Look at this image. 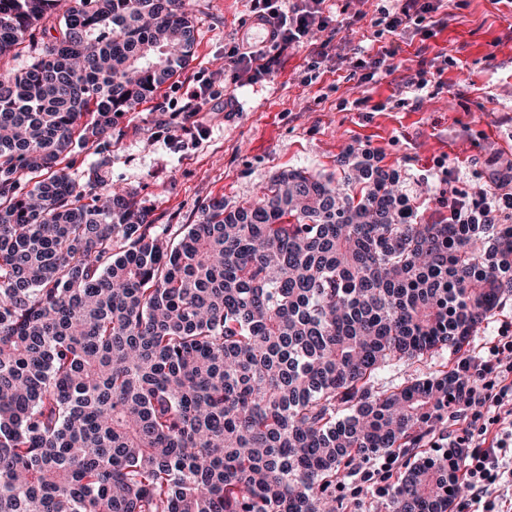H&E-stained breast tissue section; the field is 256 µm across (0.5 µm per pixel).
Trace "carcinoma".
<instances>
[{"label":"carcinoma","instance_id":"cac0c4a2","mask_svg":"<svg viewBox=\"0 0 512 512\" xmlns=\"http://www.w3.org/2000/svg\"><path fill=\"white\" fill-rule=\"evenodd\" d=\"M52 24L54 40L38 30ZM0 512H341L391 456L389 512L462 493L432 444L461 352L512 295V224L418 222L367 153L197 224L134 219L61 164L192 60V0H0ZM49 176L21 192L28 175ZM452 358L453 356L449 357L448 351H440V354H437L435 357H428L413 365L399 363L381 373L379 377V387L392 383H400L420 375L432 374L440 369L439 366L444 361L448 362V366H451L450 359Z\"/></svg>","mask_w":512,"mask_h":512}]
</instances>
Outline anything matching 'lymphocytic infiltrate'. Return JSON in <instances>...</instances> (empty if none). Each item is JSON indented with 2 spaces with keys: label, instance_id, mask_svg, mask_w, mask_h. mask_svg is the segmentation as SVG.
Listing matches in <instances>:
<instances>
[{
  "label": "lymphocytic infiltrate",
  "instance_id": "f902f5d3",
  "mask_svg": "<svg viewBox=\"0 0 512 512\" xmlns=\"http://www.w3.org/2000/svg\"><path fill=\"white\" fill-rule=\"evenodd\" d=\"M326 0H292L281 6L280 0H255L253 16L264 37L255 41L240 38L224 53L236 71L257 80L271 72L267 46L308 47L306 82L320 76L324 46L313 43L315 33L328 29L330 16ZM443 0H378L371 19L376 37L385 38L370 64L381 67L394 58L400 46L398 36L408 31L429 38L434 34L435 17L443 9ZM365 61H358L361 81L372 80ZM466 378L462 395L449 396L448 413L462 416L465 426L460 436L450 440L459 451L456 470L470 489V512H498L507 503L506 489H512V336L503 337L489 358H468L460 366Z\"/></svg>",
  "mask_w": 512,
  "mask_h": 512
}]
</instances>
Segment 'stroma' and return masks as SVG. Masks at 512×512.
<instances>
[{
	"label": "stroma",
	"instance_id": "35a3bbf8",
	"mask_svg": "<svg viewBox=\"0 0 512 512\" xmlns=\"http://www.w3.org/2000/svg\"><path fill=\"white\" fill-rule=\"evenodd\" d=\"M193 60L150 101L115 120L110 139L65 162L79 182L97 173L104 189L130 194L159 224H195L209 200L231 208L256 200L281 173L336 172L347 150L367 151L395 170L398 189L421 222L446 215L443 197L477 193L512 171V5L448 0L449 22L429 39L404 35L390 71L362 84L353 62L368 59L376 0H332L336 51L306 83V49H270L271 73L251 82L224 58L251 28L252 0H195ZM451 64L423 93L408 88L435 56ZM207 85L203 111L187 112L188 89ZM512 334V295L470 338L469 355H488Z\"/></svg>",
	"mask_w": 512,
	"mask_h": 512
}]
</instances>
